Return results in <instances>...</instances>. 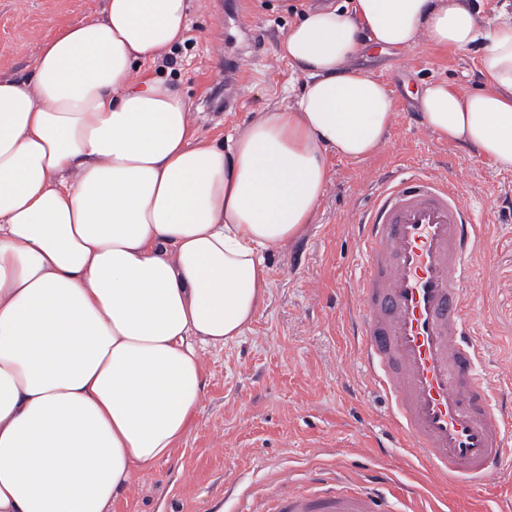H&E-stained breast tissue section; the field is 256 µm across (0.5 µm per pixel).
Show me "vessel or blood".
<instances>
[{
  "label": "vessel or blood",
  "mask_w": 512,
  "mask_h": 512,
  "mask_svg": "<svg viewBox=\"0 0 512 512\" xmlns=\"http://www.w3.org/2000/svg\"><path fill=\"white\" fill-rule=\"evenodd\" d=\"M351 311L359 358L383 393L388 424L434 479L472 486L512 450V410L479 364L466 285L481 245L474 208L452 180L419 169L373 183L356 219ZM388 477L297 491L293 475L273 512H382Z\"/></svg>",
  "instance_id": "obj_1"
}]
</instances>
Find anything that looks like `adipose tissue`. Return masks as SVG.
Wrapping results in <instances>:
<instances>
[{"label":"adipose tissue","instance_id":"adipose-tissue-1","mask_svg":"<svg viewBox=\"0 0 512 512\" xmlns=\"http://www.w3.org/2000/svg\"><path fill=\"white\" fill-rule=\"evenodd\" d=\"M302 12L278 54L304 80L222 144L145 67L186 40L192 0H105L0 77V512H112L200 409L204 351L245 336L262 250L313 223L330 156L386 141L394 100L365 42L482 45L481 90L420 95L424 127L512 170V16L464 0Z\"/></svg>","mask_w":512,"mask_h":512}]
</instances>
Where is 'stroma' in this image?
I'll use <instances>...</instances> for the list:
<instances>
[{"instance_id":"1","label":"stroma","mask_w":512,"mask_h":512,"mask_svg":"<svg viewBox=\"0 0 512 512\" xmlns=\"http://www.w3.org/2000/svg\"><path fill=\"white\" fill-rule=\"evenodd\" d=\"M104 0H0V75L27 74L49 21L98 15ZM319 0H207L191 11L177 65H150L191 104L198 135L223 139L266 108L288 103L302 81L279 60V42L300 10ZM480 47L421 44L366 47L355 59L390 89L395 117L384 146L359 161L330 159L331 176L316 217L300 237L265 251L269 296L241 339L205 356L197 420L172 455L141 472L133 494L112 512H210L234 489L264 508L278 477L297 487L333 470L353 479L379 468L414 494L409 512H512V458L469 488L436 481L399 446L388 447L382 397L357 357L348 324L358 239L355 211L385 171L429 168L453 178L480 207L485 245L468 285L483 342L482 363L498 388L512 386V171L440 140L419 118L424 86L445 80L463 92L481 84Z\"/></svg>"}]
</instances>
